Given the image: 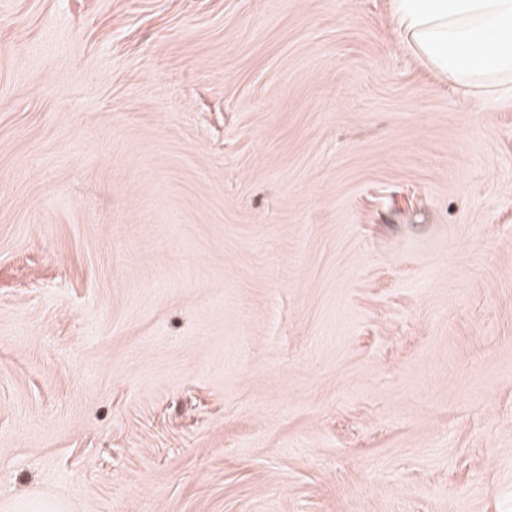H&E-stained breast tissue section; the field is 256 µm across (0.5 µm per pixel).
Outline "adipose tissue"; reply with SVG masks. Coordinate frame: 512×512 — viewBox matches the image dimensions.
<instances>
[{"label": "adipose tissue", "mask_w": 512, "mask_h": 512, "mask_svg": "<svg viewBox=\"0 0 512 512\" xmlns=\"http://www.w3.org/2000/svg\"><path fill=\"white\" fill-rule=\"evenodd\" d=\"M392 24L440 76L512 100V0H393Z\"/></svg>", "instance_id": "obj_1"}]
</instances>
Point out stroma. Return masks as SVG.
Returning a JSON list of instances; mask_svg holds the SVG:
<instances>
[{"label": "stroma", "instance_id": "1", "mask_svg": "<svg viewBox=\"0 0 512 512\" xmlns=\"http://www.w3.org/2000/svg\"><path fill=\"white\" fill-rule=\"evenodd\" d=\"M390 0H0V512H512V102Z\"/></svg>", "mask_w": 512, "mask_h": 512}]
</instances>
